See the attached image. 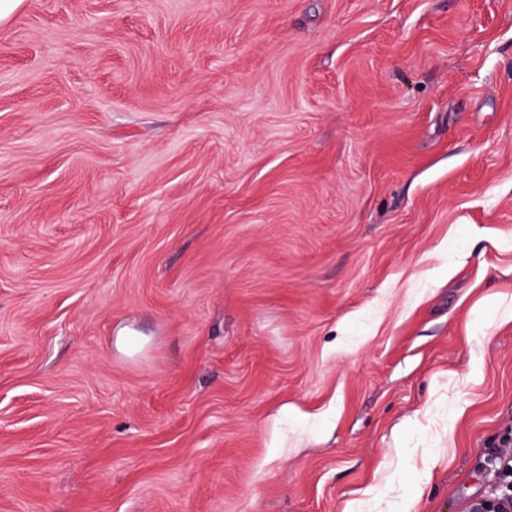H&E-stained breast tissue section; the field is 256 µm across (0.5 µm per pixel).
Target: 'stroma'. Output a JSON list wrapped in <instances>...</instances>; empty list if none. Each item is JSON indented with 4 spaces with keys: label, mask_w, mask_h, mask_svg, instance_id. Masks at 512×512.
Segmentation results:
<instances>
[{
    "label": "stroma",
    "mask_w": 512,
    "mask_h": 512,
    "mask_svg": "<svg viewBox=\"0 0 512 512\" xmlns=\"http://www.w3.org/2000/svg\"><path fill=\"white\" fill-rule=\"evenodd\" d=\"M510 439L512 0L0 23V512H466Z\"/></svg>",
    "instance_id": "obj_1"
}]
</instances>
